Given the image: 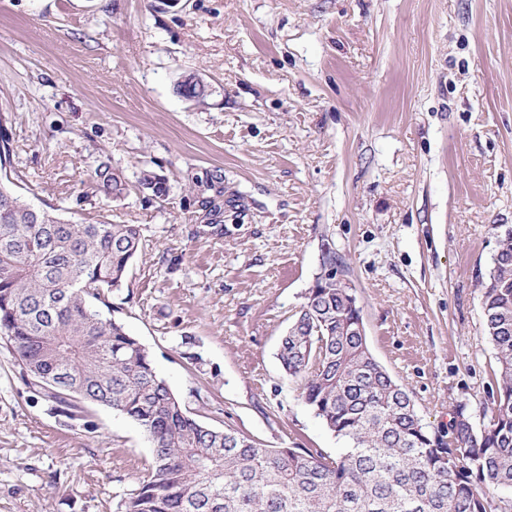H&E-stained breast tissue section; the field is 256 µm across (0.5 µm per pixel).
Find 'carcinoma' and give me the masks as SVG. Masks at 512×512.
Here are the masks:
<instances>
[{
    "instance_id": "carcinoma-1",
    "label": "carcinoma",
    "mask_w": 512,
    "mask_h": 512,
    "mask_svg": "<svg viewBox=\"0 0 512 512\" xmlns=\"http://www.w3.org/2000/svg\"><path fill=\"white\" fill-rule=\"evenodd\" d=\"M179 93L202 99L196 73ZM0 113V342L51 410L86 421L107 406L139 425L152 459L125 512H512V230L498 236L482 281L485 332L496 351L490 416L473 426L460 406L448 436L428 429L402 384L373 357L354 291L336 287L342 263L323 271L288 326L278 358L301 396L346 443L331 456L310 448H262L248 435L193 417L155 372L149 351L103 314L142 246L138 224H78L28 205L10 176L11 145ZM106 195L127 191L107 164L94 171ZM156 197L164 178L141 171Z\"/></svg>"
}]
</instances>
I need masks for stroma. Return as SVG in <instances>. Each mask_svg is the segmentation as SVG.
I'll use <instances>...</instances> for the list:
<instances>
[{
	"instance_id": "1",
	"label": "stroma",
	"mask_w": 512,
	"mask_h": 512,
	"mask_svg": "<svg viewBox=\"0 0 512 512\" xmlns=\"http://www.w3.org/2000/svg\"><path fill=\"white\" fill-rule=\"evenodd\" d=\"M186 72L204 101L177 92ZM0 106L23 200L141 225L110 314L201 422L339 453L277 358L329 247L423 423L447 432L459 404L485 423L512 0H0ZM102 163L122 197L100 191ZM88 418L52 414L0 346V512H123L152 441L111 408ZM100 189L106 195L120 197L127 191V182L123 174L107 164H100L94 171Z\"/></svg>"
}]
</instances>
